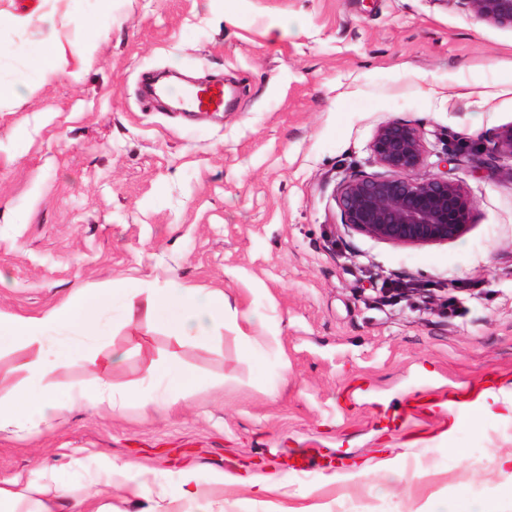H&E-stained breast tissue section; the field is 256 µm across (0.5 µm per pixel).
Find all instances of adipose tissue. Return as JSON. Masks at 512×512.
<instances>
[{
  "label": "adipose tissue",
  "instance_id": "obj_1",
  "mask_svg": "<svg viewBox=\"0 0 512 512\" xmlns=\"http://www.w3.org/2000/svg\"><path fill=\"white\" fill-rule=\"evenodd\" d=\"M36 19L43 32L29 46L28 55L41 70L57 68L68 54L79 61L85 59L93 43L91 30H83L67 49L56 39L52 14L42 11ZM116 302L127 315L139 314L163 323L176 340L204 342L223 329L229 306L223 290L198 288L173 277L163 286L148 289L116 282L109 292L79 293L39 312L0 310V349L26 353L20 365L22 381L10 394L0 395V438L32 433L79 408L114 411L136 405L168 410L196 392L201 384L196 373L166 363L149 371L141 389L113 386L108 370L121 364L125 354L109 347L110 323L103 311ZM77 365L97 370L94 386L58 395L53 376ZM2 500L31 505L33 512H57L67 502L74 512H112L111 506L97 503L94 494L74 495L66 483L55 478L30 481L17 477L1 483Z\"/></svg>",
  "mask_w": 512,
  "mask_h": 512
}]
</instances>
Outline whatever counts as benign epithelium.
I'll list each match as a JSON object with an SVG mask.
<instances>
[{
  "label": "benign epithelium",
  "instance_id": "benign-epithelium-1",
  "mask_svg": "<svg viewBox=\"0 0 512 512\" xmlns=\"http://www.w3.org/2000/svg\"><path fill=\"white\" fill-rule=\"evenodd\" d=\"M475 18L512 28V0H455ZM371 152L382 175L351 176L338 189L341 224L373 240L406 246L446 243L468 226L472 200L458 181L418 180L426 158L423 135L412 123L392 121L376 131ZM490 158H512V126L487 148Z\"/></svg>",
  "mask_w": 512,
  "mask_h": 512
}]
</instances>
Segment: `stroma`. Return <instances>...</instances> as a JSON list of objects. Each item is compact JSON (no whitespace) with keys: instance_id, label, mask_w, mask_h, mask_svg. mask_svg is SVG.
Here are the masks:
<instances>
[{"instance_id":"obj_1","label":"stroma","mask_w":512,"mask_h":512,"mask_svg":"<svg viewBox=\"0 0 512 512\" xmlns=\"http://www.w3.org/2000/svg\"><path fill=\"white\" fill-rule=\"evenodd\" d=\"M41 3L0 0V310L176 275L260 316L259 366L243 365L233 314L216 342L113 314L126 353L114 385L173 359L201 388L169 413L77 409L1 439L0 483L51 473L83 491L105 451L151 488L195 467L216 512H512L499 465L512 410L474 404L512 398V158L482 150L512 126V28L456 0H112L107 19L96 0L75 14L52 0L58 39L91 27L95 50L24 90L41 30L22 18ZM173 70L223 78L233 106L144 107L142 74ZM394 120L422 131L416 177L448 174L472 199L455 240L394 245L342 226L337 185L381 173L370 144ZM452 147L465 160L442 171ZM398 281L427 300L383 296ZM300 448L318 455L311 472L287 467ZM217 472L228 482L211 483ZM254 473L270 492L245 484ZM103 498L114 512H194L117 480Z\"/></svg>"}]
</instances>
